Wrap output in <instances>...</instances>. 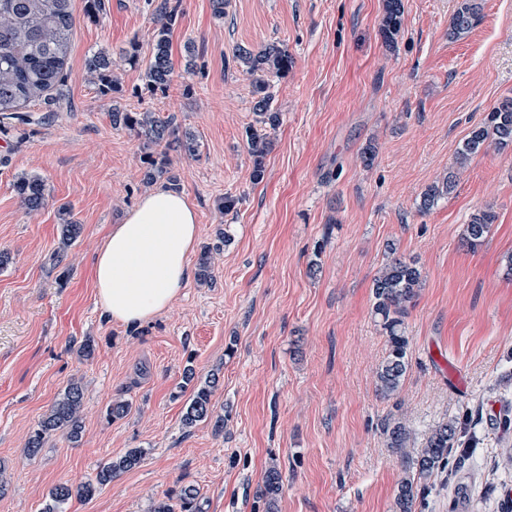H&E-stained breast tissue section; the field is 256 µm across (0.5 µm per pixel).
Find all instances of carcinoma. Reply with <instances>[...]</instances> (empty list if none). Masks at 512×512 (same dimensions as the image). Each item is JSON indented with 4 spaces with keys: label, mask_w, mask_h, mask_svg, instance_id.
Returning a JSON list of instances; mask_svg holds the SVG:
<instances>
[{
    "label": "carcinoma",
    "mask_w": 512,
    "mask_h": 512,
    "mask_svg": "<svg viewBox=\"0 0 512 512\" xmlns=\"http://www.w3.org/2000/svg\"><path fill=\"white\" fill-rule=\"evenodd\" d=\"M72 0H0V121L20 119L19 109L38 103L48 112L58 109L65 85V65L70 52V37L75 26ZM178 5L161 0L156 9L149 61L144 71V88L149 92L166 90L173 79L171 33L177 20ZM481 11L480 0H461L450 22L449 36L461 37L477 24ZM402 0H384L380 35L385 45L395 46L402 29ZM235 62L254 80L256 95L253 111L255 120L245 127L247 151L252 159V179L258 183L265 174L264 159L273 141L271 131L281 124V113L272 107L268 93L269 78L288 73L292 57L288 49L271 42L259 50L240 48L233 56ZM87 73L102 96H110L119 88L117 65L104 51H94L85 60ZM174 117H162L156 112H128L112 109V126L125 128L143 138L146 151L144 180L148 184L165 178L178 186L175 176L169 174L166 150L175 136ZM512 149V97L496 101L486 112L483 121L475 126L457 151L455 166L462 167L470 157L488 149ZM456 186L455 171L448 172L442 182L432 184L421 195L420 209H432L438 200ZM16 194L28 212H37L46 201V185L38 176H22L15 183ZM61 220V248H69L81 235L83 225L71 216V211H59ZM497 219L490 209L473 213L464 227V239L469 247L480 245L491 224ZM197 280L201 284L214 281L212 249L205 248L197 261ZM421 271L417 261L389 248L386 262L373 279V314L387 337V352L376 370L377 390L385 397L396 395L409 369V338L405 319L408 306L414 302L421 288ZM185 385L192 386V395L182 417L184 427L190 429L199 422L210 421L215 433L224 431V416L214 414L211 397L219 383V374L211 373L203 381H196L194 369L184 371ZM85 391L77 380L71 381L54 400L48 412L38 422L26 444L28 454L35 459L41 453L45 439L51 432H61L70 442H77L83 432L82 409ZM384 434L388 447L394 448L409 460L411 472L401 480L394 497V512H415L421 491L431 489L449 480L463 462L459 447L462 436L455 422L445 419L436 423L425 443L414 454L406 452L410 431L405 423L394 418L385 423ZM142 461V452L135 449L125 456L101 466L94 479L74 484L62 483L50 489L49 501L43 512H60L61 505L76 498H91L98 488L112 482V478ZM283 490L282 473L277 465H270L263 477L258 498L265 512H278V499ZM154 512H201L199 491L193 485L180 489L176 496L166 494L154 505Z\"/></svg>",
    "instance_id": "1"
}]
</instances>
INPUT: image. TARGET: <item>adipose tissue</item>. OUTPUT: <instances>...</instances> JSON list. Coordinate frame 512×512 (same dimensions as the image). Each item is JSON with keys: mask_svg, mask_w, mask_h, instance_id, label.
I'll list each match as a JSON object with an SVG mask.
<instances>
[{"mask_svg": "<svg viewBox=\"0 0 512 512\" xmlns=\"http://www.w3.org/2000/svg\"><path fill=\"white\" fill-rule=\"evenodd\" d=\"M199 237L184 194L163 187L144 194L112 225L94 261L97 305L112 321L146 324L165 313L191 277Z\"/></svg>", "mask_w": 512, "mask_h": 512, "instance_id": "ef3b65f1", "label": "adipose tissue"}]
</instances>
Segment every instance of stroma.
Masks as SVG:
<instances>
[{"mask_svg":"<svg viewBox=\"0 0 512 512\" xmlns=\"http://www.w3.org/2000/svg\"><path fill=\"white\" fill-rule=\"evenodd\" d=\"M158 0H107L94 22L85 0L66 63L67 103L52 117L38 105L0 127V465L8 486L0 512H42L49 490L94 478L132 449L141 463L62 512H152L164 494L200 490L202 512H264L256 496L278 464V512H394L406 458L382 424L402 412L411 447L441 419L476 409L463 435L472 455L460 477L416 512H501L512 502V468L499 467L512 430V151L473 156L449 195L421 212L420 197L455 161L471 127L512 96V0H482L481 19L448 37L459 0H402L394 48L379 35L382 0H179L175 65L166 92H144ZM198 53L184 70L186 41ZM293 64L269 93L282 123L272 134L261 182L243 137L255 115L250 80L232 61L238 48L270 42ZM138 44L142 63L123 66L113 98L98 95L90 52L119 55ZM171 114L193 132L197 155L169 151L170 170L195 208L199 246L221 245L213 285L190 279L153 322L127 327L103 317L93 263L109 228L150 187L140 139L112 126L113 106ZM374 144L373 165L361 152ZM40 176L47 201L24 210L14 191ZM236 198L221 210L224 197ZM83 224L59 248L61 205ZM496 215L484 242L462 234L472 213ZM422 274L408 309L410 367L396 397L376 390L386 338L372 314V282L387 243ZM93 340L92 358L79 346ZM198 377L220 369L212 395L225 415L184 429ZM85 387L77 443L47 436L37 459L26 441L65 386ZM122 398L123 418L107 408Z\"/></svg>","mask_w":512,"mask_h":512,"instance_id":"1","label":"stroma"}]
</instances>
